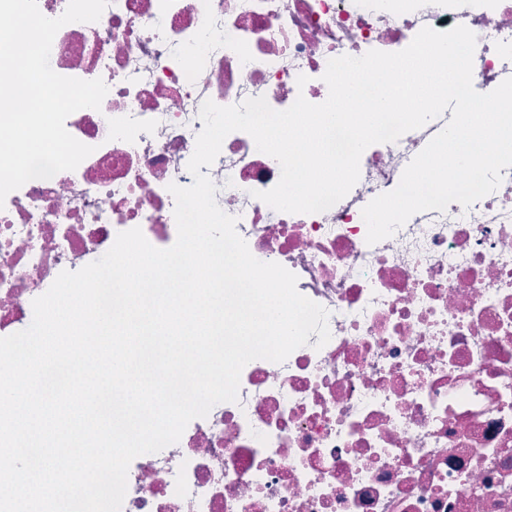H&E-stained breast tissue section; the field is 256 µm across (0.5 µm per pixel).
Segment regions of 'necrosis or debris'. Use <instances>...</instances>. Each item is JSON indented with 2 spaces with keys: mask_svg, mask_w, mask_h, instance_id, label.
I'll return each instance as SVG.
<instances>
[{
  "mask_svg": "<svg viewBox=\"0 0 512 512\" xmlns=\"http://www.w3.org/2000/svg\"><path fill=\"white\" fill-rule=\"evenodd\" d=\"M459 24L477 37L475 89L512 77V0H111L97 22L63 26L51 68L109 92L66 120L93 153L0 209V337L119 232L175 243L168 186L193 182L205 99L318 104L329 59ZM451 117L368 147L357 184L313 214L256 199L279 163L247 133L224 139L207 170L219 207L328 310L331 339L248 363L237 402L133 460L121 512H512V168L471 208L416 214L373 245L362 217Z\"/></svg>",
  "mask_w": 512,
  "mask_h": 512,
  "instance_id": "1",
  "label": "necrosis or debris"
}]
</instances>
